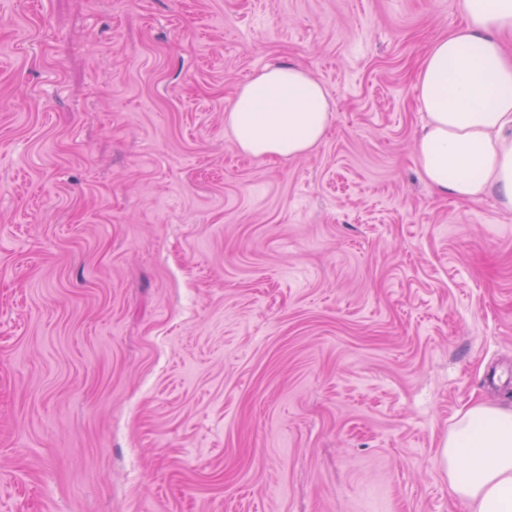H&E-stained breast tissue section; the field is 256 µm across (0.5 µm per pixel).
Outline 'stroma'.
Here are the masks:
<instances>
[{"label":"stroma","mask_w":512,"mask_h":512,"mask_svg":"<svg viewBox=\"0 0 512 512\" xmlns=\"http://www.w3.org/2000/svg\"><path fill=\"white\" fill-rule=\"evenodd\" d=\"M457 0H0V512H467L512 407V210L421 178ZM333 112L241 153L240 84ZM331 112L323 86L306 70L270 66L238 88L225 122L242 153L284 159L312 151ZM439 456L470 512L512 511V408L475 403L460 410Z\"/></svg>","instance_id":"obj_1"}]
</instances>
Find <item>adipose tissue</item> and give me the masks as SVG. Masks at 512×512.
<instances>
[{"label": "adipose tissue", "instance_id": "adipose-tissue-1", "mask_svg": "<svg viewBox=\"0 0 512 512\" xmlns=\"http://www.w3.org/2000/svg\"><path fill=\"white\" fill-rule=\"evenodd\" d=\"M461 27L437 40L415 73L427 121L416 139L425 180L440 195L494 194L512 209V0H459ZM331 102L297 66H270L237 90L225 115L238 149L256 157H300L329 126ZM448 485L470 512H512V408L460 410L439 450Z\"/></svg>", "mask_w": 512, "mask_h": 512}]
</instances>
